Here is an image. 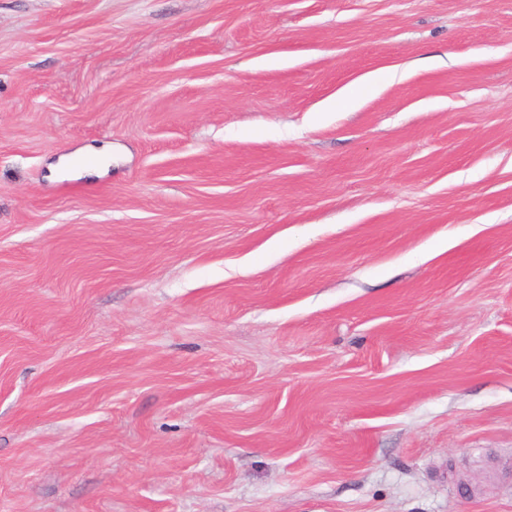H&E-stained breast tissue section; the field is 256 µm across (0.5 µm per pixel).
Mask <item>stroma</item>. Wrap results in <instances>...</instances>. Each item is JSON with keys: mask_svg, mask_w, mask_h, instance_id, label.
Returning a JSON list of instances; mask_svg holds the SVG:
<instances>
[{"mask_svg": "<svg viewBox=\"0 0 512 512\" xmlns=\"http://www.w3.org/2000/svg\"><path fill=\"white\" fill-rule=\"evenodd\" d=\"M0 512H512V0H0ZM392 77V71H379L368 75L363 81L348 86L344 93L347 100L354 99L360 94L371 91L387 82Z\"/></svg>", "mask_w": 512, "mask_h": 512, "instance_id": "35a3bbf8", "label": "stroma"}]
</instances>
